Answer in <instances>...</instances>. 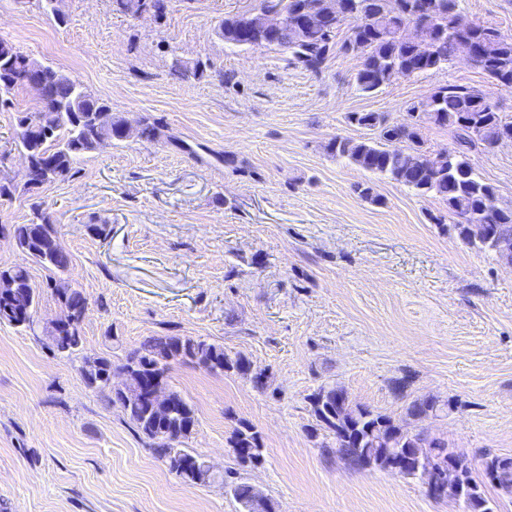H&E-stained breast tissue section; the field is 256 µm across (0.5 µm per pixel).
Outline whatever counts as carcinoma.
<instances>
[{"mask_svg":"<svg viewBox=\"0 0 512 512\" xmlns=\"http://www.w3.org/2000/svg\"><path fill=\"white\" fill-rule=\"evenodd\" d=\"M116 8L136 16L145 8L159 17L165 13L167 0H114ZM321 0H291L288 24L298 23L303 13L314 11ZM345 16L319 28H297L295 36L284 30L277 46L288 50L293 63L318 74L330 55L350 50V43L360 46L362 65L356 81L361 91L375 92L396 76L421 73L436 74L456 57L462 41L475 46L471 64L504 89H512V36L473 22L458 9V0H346ZM350 22L347 38L336 41L338 30ZM416 25L418 40L402 37V27ZM224 42L236 46L258 45V29L246 23L245 16L224 19L218 28ZM206 65L190 66L179 58L172 61L170 73L184 80L202 78ZM45 83L51 99L40 110L17 116L16 145L32 160L37 182L24 180V189L63 181L72 172L77 159L96 150L106 140L126 137L127 120L112 113L109 102L95 96L66 73L44 65L0 40V108L11 105L10 95L25 88L30 75ZM410 121L391 124L377 112H351V124L370 128L375 141H358L336 136L329 144L331 153L373 174L387 177L417 193L442 202L455 218L458 236L467 244L493 254L497 260L512 264V206L490 209L487 200L494 187L478 174L470 153L476 148L489 149L496 141L512 140V120L499 112L498 105L481 90L462 85H439L421 102L408 108ZM453 129L454 147L447 150V160L438 161L440 153L423 149L420 126L423 122ZM393 140L405 147L390 151L385 145ZM17 246L33 262L49 272V282L62 308V315L51 334L56 352H72L82 343L80 322L86 298L82 292L55 281V274L68 267V258L43 203L31 204V218L14 227ZM36 304V289L23 266L0 270V323L31 328V312ZM189 360L210 371L251 372L250 362L242 355L234 357L220 345L191 338L166 336L152 338L134 350L123 368L127 372L125 395L116 397L125 414L149 439L158 459L201 464L199 457L183 448L192 431L182 430L173 441L170 431L155 426L144 417L138 403V385L142 378L157 380L166 386L169 365ZM112 362L97 357L85 360V381L99 388L108 387L106 373ZM170 418L196 422L192 406L178 393L168 392ZM314 415L320 426L333 435L336 454L353 462H363L373 469L386 470L391 462L388 448H411L439 477L448 472V460L462 458L449 447L448 440L426 428L406 430L399 421L366 406L354 405L340 388H320L311 397ZM442 408L435 399L426 404L417 401L407 407L412 418L422 421L437 416ZM233 444L249 452V460L261 456L260 436L245 423L233 432ZM484 476L501 495L512 497V457H488L483 463ZM467 491L463 495L443 489L442 497L459 504L462 512H494L482 483L464 469Z\"/></svg>","mask_w":512,"mask_h":512,"instance_id":"carcinoma-1","label":"carcinoma"}]
</instances>
